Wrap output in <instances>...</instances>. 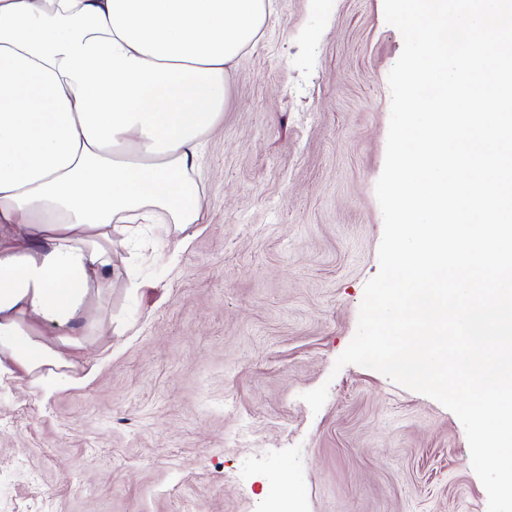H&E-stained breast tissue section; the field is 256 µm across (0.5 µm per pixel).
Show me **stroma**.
Segmentation results:
<instances>
[{
  "label": "stroma",
  "instance_id": "obj_1",
  "mask_svg": "<svg viewBox=\"0 0 512 512\" xmlns=\"http://www.w3.org/2000/svg\"><path fill=\"white\" fill-rule=\"evenodd\" d=\"M402 48L383 0H273L202 140L187 246L171 224L118 250L135 278L98 307L110 335L83 329L71 385L0 382V512H487L453 412L333 368L379 271Z\"/></svg>",
  "mask_w": 512,
  "mask_h": 512
}]
</instances>
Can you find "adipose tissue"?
<instances>
[{"instance_id":"ef3b65f1","label":"adipose tissue","mask_w":512,"mask_h":512,"mask_svg":"<svg viewBox=\"0 0 512 512\" xmlns=\"http://www.w3.org/2000/svg\"><path fill=\"white\" fill-rule=\"evenodd\" d=\"M269 14L268 0H0V380L69 383L116 246L139 224L202 223L190 175L227 68Z\"/></svg>"}]
</instances>
